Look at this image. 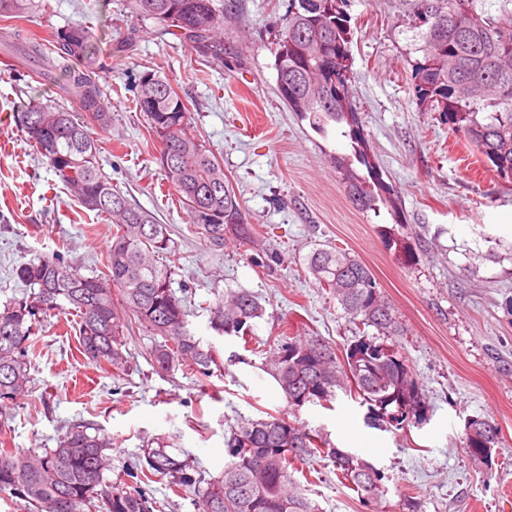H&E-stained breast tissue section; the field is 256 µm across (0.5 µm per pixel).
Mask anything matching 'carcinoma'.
Listing matches in <instances>:
<instances>
[{
  "mask_svg": "<svg viewBox=\"0 0 512 512\" xmlns=\"http://www.w3.org/2000/svg\"><path fill=\"white\" fill-rule=\"evenodd\" d=\"M35 0H0V17L21 18ZM350 0H289L274 51L279 96L317 130L342 126L351 154L333 158L349 200L362 211L379 205L398 213L396 188L384 181L353 101V36ZM417 32L410 44L407 81L421 112L461 135L483 157L489 171L512 182V0H411ZM131 13L153 22L157 33L188 44L200 56L223 60L224 5L218 0H128ZM28 58L42 77H54L77 104L66 109L35 102L18 117L21 133L42 162L70 188L79 205L112 218L105 271L85 276L62 257H39L17 266L15 277L33 288L26 300L0 310V400L29 383L28 357L34 330L64 305L76 310L80 352L96 365L119 369L125 332L137 327L160 336L150 351L159 374L189 370L201 386L224 376L215 346L189 328L190 310L172 288L180 253L167 225L132 203L112 185L97 161L92 127L112 124L98 73L99 48L86 26H71L45 44L29 42ZM161 146L158 158L167 182L198 233L214 250L224 247V230L243 241L253 227L224 175V166L204 144L186 135L188 108L171 80L157 72L140 78L135 99ZM405 267L417 264L416 244L407 233L384 234ZM307 269L320 288L336 298L350 319L374 333L339 348L319 338L279 336L266 372L289 407H332L338 393L355 394L367 406L366 424L390 431L421 428L431 406L402 354L406 328L379 290L372 270L337 246L315 249ZM209 327L220 336L246 339L253 322L265 315L258 298L229 289L208 303ZM181 434L169 432L146 444L138 484L113 481L112 436L83 420L67 426L57 447L17 454L0 451V494L24 512H154L145 485L163 481L176 495L194 494L197 512H319L289 467L298 461L328 459L337 477L377 504L386 487L383 471L362 457L336 447L318 430L270 412L230 427L224 435L228 460L220 475L205 478L198 462L181 448ZM500 430L473 416L462 444L476 465L492 464Z\"/></svg>",
  "mask_w": 512,
  "mask_h": 512,
  "instance_id": "carcinoma-1",
  "label": "carcinoma"
}]
</instances>
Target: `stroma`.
<instances>
[{"label":"stroma","instance_id":"stroma-1","mask_svg":"<svg viewBox=\"0 0 512 512\" xmlns=\"http://www.w3.org/2000/svg\"><path fill=\"white\" fill-rule=\"evenodd\" d=\"M121 0H42L16 19L40 37L71 25L95 34L112 58L99 82L112 124L95 129L101 169L131 202L166 224L181 253L172 286L191 303L190 329L224 358L218 398L191 373L154 371L155 337L134 329L125 338L127 363L118 371L88 363L78 350V318L55 311L44 318L30 357L27 392L0 409V449L53 448L76 420L112 437V472L135 470L148 440L181 431V446L206 476L224 468V431L268 411L295 417L338 448L360 455L387 476L382 512H400L404 496L424 512H499L512 501V183L478 163L467 143L419 111L405 82V46L413 32L408 0H352L354 102L383 178L400 192L402 217L419 239L420 261L407 268L381 239L388 213L358 210L330 156L349 153L336 130L321 134L291 112L276 91L274 33L288 0H224V64L215 66L173 37H159L151 21L126 15ZM133 33V52L110 55ZM156 70L186 100V132L224 166L256 230L247 243L225 232L215 251L195 234L157 161L158 142L135 109L140 76ZM40 100L70 106L60 82L31 80L0 67V306L27 293L13 270L43 255H58L82 274L97 272L114 228L107 217L81 208L25 143L14 116ZM349 249L375 273L381 291L407 328L402 341L424 386L432 417L410 431L365 425L366 407L339 396L334 409L292 411L240 339L209 327L206 306L218 292L243 288L266 314L259 339L284 333L343 344L355 325L328 291L305 271L323 245ZM488 418L500 429L492 468L476 466L460 438L466 419ZM320 512H368L341 484L333 465L305 486Z\"/></svg>","mask_w":512,"mask_h":512}]
</instances>
